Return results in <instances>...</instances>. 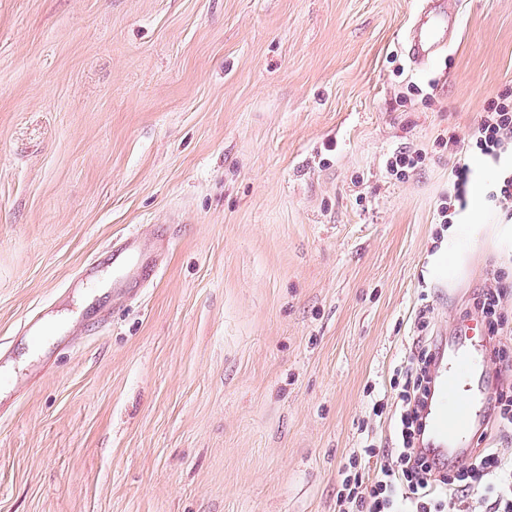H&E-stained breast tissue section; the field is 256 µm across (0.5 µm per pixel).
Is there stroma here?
Here are the masks:
<instances>
[{
    "mask_svg": "<svg viewBox=\"0 0 512 512\" xmlns=\"http://www.w3.org/2000/svg\"><path fill=\"white\" fill-rule=\"evenodd\" d=\"M417 5L0 0V512H337L420 308L438 339L500 282L512 351V203L437 217L449 137L512 94V0H462L425 68ZM131 231L162 264L94 329L111 271L66 286ZM420 157L421 155L417 152L413 154L401 151L393 153L387 160V170L396 179H404L409 172L416 168Z\"/></svg>",
    "mask_w": 512,
    "mask_h": 512,
    "instance_id": "stroma-1",
    "label": "stroma"
}]
</instances>
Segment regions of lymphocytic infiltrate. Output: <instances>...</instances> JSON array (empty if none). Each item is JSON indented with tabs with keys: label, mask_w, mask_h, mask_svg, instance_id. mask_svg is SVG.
Returning <instances> with one entry per match:
<instances>
[{
	"label": "lymphocytic infiltrate",
	"mask_w": 512,
	"mask_h": 512,
	"mask_svg": "<svg viewBox=\"0 0 512 512\" xmlns=\"http://www.w3.org/2000/svg\"><path fill=\"white\" fill-rule=\"evenodd\" d=\"M511 146L512 101L505 98L482 116L466 139L450 142L454 153L477 151L496 161ZM429 326L427 311H420L416 339L397 370L403 380V407L395 421L396 446L385 454L370 480L358 469L362 460L378 456V449L368 444L353 452L337 492L338 512H461L470 491L476 493L484 512H512V458L504 452L481 449L467 468L449 478L437 477L435 468L416 453L419 406L428 393L432 356Z\"/></svg>",
	"instance_id": "lymphocytic-infiltrate-1"
}]
</instances>
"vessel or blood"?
I'll return each instance as SVG.
<instances>
[{
	"instance_id": "b4317fda",
	"label": "vessel or blood",
	"mask_w": 512,
	"mask_h": 512,
	"mask_svg": "<svg viewBox=\"0 0 512 512\" xmlns=\"http://www.w3.org/2000/svg\"><path fill=\"white\" fill-rule=\"evenodd\" d=\"M459 14L452 0H419L404 51L410 62L425 67L454 36ZM112 263L114 299L129 297L127 279H148L156 274V264L147 252L145 239L131 233L113 243L104 258L84 264L72 277L75 286L87 288L96 282L103 260ZM487 342L477 326L458 330L451 343L440 344L431 367V391L423 409L424 433L419 451L440 469L465 464L475 453L473 442L485 432L487 420L481 411L485 395Z\"/></svg>"
}]
</instances>
